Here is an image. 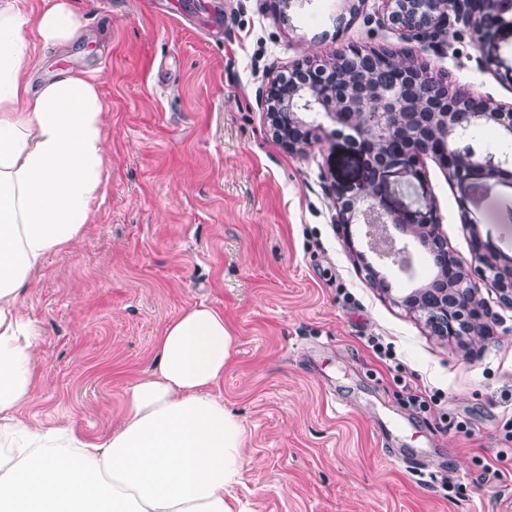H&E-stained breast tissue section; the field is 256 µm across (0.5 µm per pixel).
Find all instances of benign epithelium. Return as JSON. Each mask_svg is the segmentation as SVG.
Segmentation results:
<instances>
[{
    "instance_id": "benign-epithelium-1",
    "label": "benign epithelium",
    "mask_w": 512,
    "mask_h": 512,
    "mask_svg": "<svg viewBox=\"0 0 512 512\" xmlns=\"http://www.w3.org/2000/svg\"><path fill=\"white\" fill-rule=\"evenodd\" d=\"M382 21L395 28L402 40L415 42L423 50L442 52L448 48V35L460 28L483 40L494 24L512 23L504 17V5L512 0H383ZM337 51L324 59H308L288 71V88L281 87L284 75L272 77L259 92L260 105L270 116L272 134L288 150L305 152L322 139V118L334 125L333 133L345 137L367 157L368 166L361 182L337 184L336 222L344 230L350 251L355 248L351 227H366V245L378 248L391 241L376 236L392 225L421 245L431 249L434 265L445 274L443 288H421L402 299L408 310L423 319L432 335L480 336L490 327L488 309L479 297L475 278L491 280L500 302L512 309V266L501 267L483 259L468 265L454 252L432 220L410 224L401 214L384 207L382 174L392 168L417 172L424 157L435 158L448 180H461L474 167L484 170L486 179L496 181L512 172V156L480 151L472 146L468 133L492 126L504 139L512 138V106L504 107L486 99L461 93L448 84L434 88L431 100L414 95L423 82L437 79V73L418 64L410 51L385 52L399 80L363 90L369 77L357 74L332 93L326 90L329 76L346 57Z\"/></svg>"
}]
</instances>
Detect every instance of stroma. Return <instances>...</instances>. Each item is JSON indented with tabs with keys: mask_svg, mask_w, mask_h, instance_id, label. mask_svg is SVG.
I'll return each mask as SVG.
<instances>
[{
	"mask_svg": "<svg viewBox=\"0 0 512 512\" xmlns=\"http://www.w3.org/2000/svg\"><path fill=\"white\" fill-rule=\"evenodd\" d=\"M70 0L71 46L27 30L35 82L96 77L105 107V197L91 224L31 276L22 310L40 332L43 380L26 409L90 439L127 411L164 325L203 303L237 339L220 394L246 428L231 493L247 512H512V309L483 336L442 339L403 296L436 275L374 261L382 293L343 242L329 187L359 182L364 155L341 139L307 154L272 135L258 93L273 71L352 46L405 49L382 0ZM422 56L451 87L512 105V25L484 43L451 38ZM480 169L448 181L433 158L419 179L383 178V203L436 215L451 251L512 264V183ZM433 198L426 208L424 198ZM392 344L380 361L369 337ZM435 396L427 412L410 392Z\"/></svg>",
	"mask_w": 512,
	"mask_h": 512,
	"instance_id": "1",
	"label": "stroma"
}]
</instances>
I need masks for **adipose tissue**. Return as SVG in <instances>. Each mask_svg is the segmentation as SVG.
Listing matches in <instances>:
<instances>
[{
	"mask_svg": "<svg viewBox=\"0 0 512 512\" xmlns=\"http://www.w3.org/2000/svg\"><path fill=\"white\" fill-rule=\"evenodd\" d=\"M44 48L74 42L81 20L54 0L30 20L0 0V512H240L246 429L217 390L236 338L222 312L184 310L155 341L107 436L43 428L20 413L41 381L38 335L20 299L31 274L89 224L107 175L96 81L62 73L33 86L28 25Z\"/></svg>",
	"mask_w": 512,
	"mask_h": 512,
	"instance_id": "ef3b65f1",
	"label": "adipose tissue"
}]
</instances>
